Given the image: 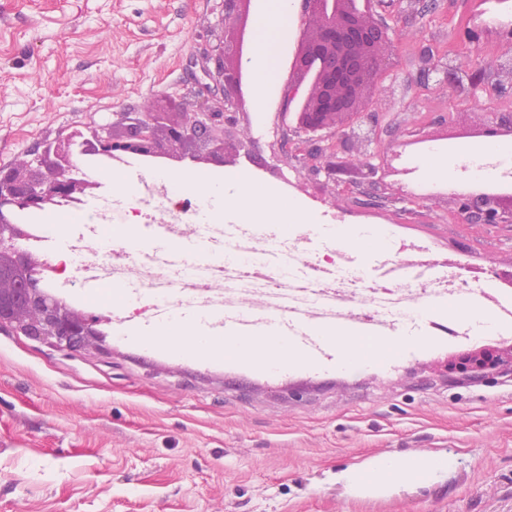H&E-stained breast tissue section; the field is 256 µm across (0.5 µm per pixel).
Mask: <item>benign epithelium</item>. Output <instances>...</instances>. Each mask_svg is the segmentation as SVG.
Returning a JSON list of instances; mask_svg holds the SVG:
<instances>
[{
  "mask_svg": "<svg viewBox=\"0 0 512 512\" xmlns=\"http://www.w3.org/2000/svg\"><path fill=\"white\" fill-rule=\"evenodd\" d=\"M222 28L216 45L204 53L202 67L209 82L191 90L196 111H183V102L170 100L156 112H116L112 121L75 127L42 144L32 160L20 166H0V326L9 324L32 339L61 351L77 352L106 338L109 315L85 311L50 288L47 273L60 267L34 254L26 245L29 231L20 222L24 213L48 209L60 202L79 200L95 184L78 175V159L116 154H158L166 159L225 163L224 135L248 117L242 93V40L249 19V0H220ZM344 10L329 0H301L302 32L281 90L283 111L277 115V161L296 162L304 179L313 184L332 182L346 166L337 153L357 152L355 166L363 181L367 205L382 207L393 199L386 171L402 148L394 142L370 152L357 129L377 130L375 109L379 81L394 66L397 35L376 18L377 9L394 0H345ZM477 8L461 38L474 48L495 37L507 53L469 76L473 86L494 77L491 88L512 89V22L489 20L483 4ZM424 76L436 82L463 84L453 64L443 60L431 44L420 50ZM487 139L512 134V115L500 113L482 123ZM448 206L465 224H512V196L473 195L452 191ZM512 373V342L505 347L484 345L458 352L448 362V373L479 381Z\"/></svg>",
  "mask_w": 512,
  "mask_h": 512,
  "instance_id": "obj_1",
  "label": "benign epithelium"
}]
</instances>
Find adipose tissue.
I'll use <instances>...</instances> for the list:
<instances>
[{
	"instance_id": "ef3b65f1",
	"label": "adipose tissue",
	"mask_w": 512,
	"mask_h": 512,
	"mask_svg": "<svg viewBox=\"0 0 512 512\" xmlns=\"http://www.w3.org/2000/svg\"><path fill=\"white\" fill-rule=\"evenodd\" d=\"M294 2L264 0L255 18L256 52L248 67L254 74L257 90L268 98L278 96L283 83L280 56L294 26ZM229 177L237 186V193L232 197L224 196L200 171L185 172L176 177L175 182L178 191L198 193L209 200L214 209L230 207L238 210L248 223L278 224L287 229L305 223V216L290 203L272 199L248 170L232 171ZM327 337L335 344L345 366L369 364L383 351L380 342L372 339L357 341L339 329L329 331ZM157 340L176 353L207 352L218 357L252 360L271 368L299 361L284 339L248 336L223 340L205 335L194 322L179 317L173 318L160 331Z\"/></svg>"
}]
</instances>
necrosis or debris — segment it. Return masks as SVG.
I'll list each match as a JSON object with an SVG mask.
<instances>
[{
	"instance_id": "1",
	"label": "necrosis or debris",
	"mask_w": 512,
	"mask_h": 512,
	"mask_svg": "<svg viewBox=\"0 0 512 512\" xmlns=\"http://www.w3.org/2000/svg\"><path fill=\"white\" fill-rule=\"evenodd\" d=\"M198 197L177 193L161 180L143 182L127 208L115 219L135 224L151 234L200 245L202 257L180 261L149 252L133 253L124 246L104 253L74 252L80 282L98 281L130 288L142 299L191 295L205 310L224 305L248 318L287 298L288 312L301 324L335 313L378 336H416L426 324L424 308H439L463 299L481 304L489 298L488 283L464 276L462 260L437 255L431 247L410 245L397 276H366L350 265L345 253H321L311 248L307 234L292 235L276 224H239L233 232L206 221ZM430 324V323H427ZM433 334L479 336L480 323L467 329L430 324Z\"/></svg>"
}]
</instances>
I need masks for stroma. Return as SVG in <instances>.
<instances>
[{
  "instance_id": "35a3bbf8",
  "label": "stroma",
  "mask_w": 512,
  "mask_h": 512,
  "mask_svg": "<svg viewBox=\"0 0 512 512\" xmlns=\"http://www.w3.org/2000/svg\"><path fill=\"white\" fill-rule=\"evenodd\" d=\"M218 0H0V165L27 160L66 129L147 112L180 100L202 81L200 56L221 31ZM468 0L389 17L395 64L378 85L384 115L373 148L415 131L457 148L447 129L512 109V96L425 86L415 49L433 41L462 69L500 55L460 34ZM279 98L248 91V119L229 130L225 152L259 174L274 196L290 191L310 223L393 226L466 258L512 264V224L472 226L429 179L423 152L407 149L397 180L432 199L415 214L372 209L332 186L301 191L302 177L277 162L271 118ZM251 140L249 156L238 143ZM127 318L137 342L68 353L0 330V512H512V378L448 376L458 345L417 337L386 368L343 367L332 343L303 368L245 370L166 352L154 341L164 318L84 286ZM450 456L425 486L370 491L342 471L384 455Z\"/></svg>"
}]
</instances>
